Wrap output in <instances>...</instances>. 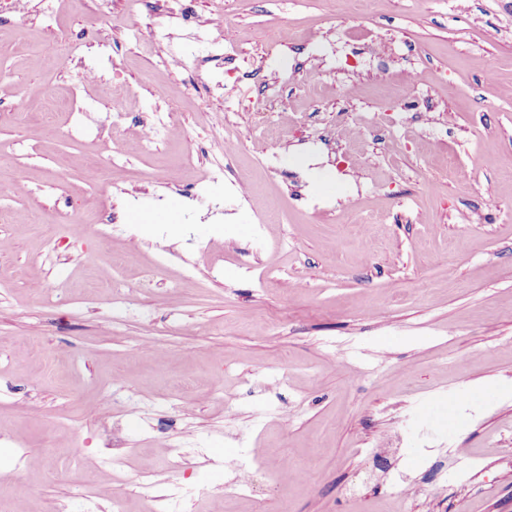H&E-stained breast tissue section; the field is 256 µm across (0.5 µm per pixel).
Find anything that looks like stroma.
<instances>
[{"mask_svg":"<svg viewBox=\"0 0 512 512\" xmlns=\"http://www.w3.org/2000/svg\"><path fill=\"white\" fill-rule=\"evenodd\" d=\"M341 2L0 15V512H512V0Z\"/></svg>","mask_w":512,"mask_h":512,"instance_id":"35a3bbf8","label":"stroma"}]
</instances>
